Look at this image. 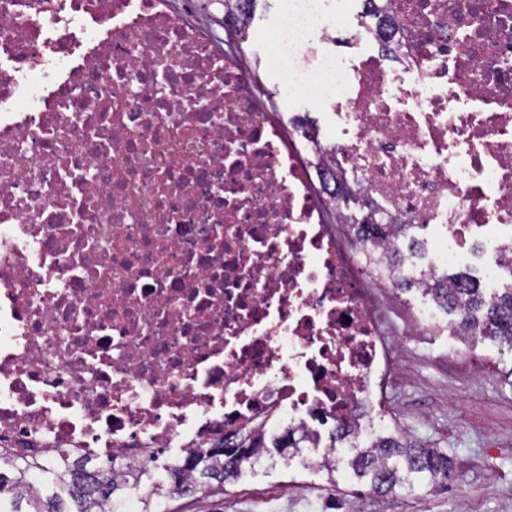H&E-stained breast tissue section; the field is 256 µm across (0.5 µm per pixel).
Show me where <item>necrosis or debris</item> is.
I'll return each mask as SVG.
<instances>
[{
	"label": "necrosis or debris",
	"instance_id": "obj_1",
	"mask_svg": "<svg viewBox=\"0 0 512 512\" xmlns=\"http://www.w3.org/2000/svg\"><path fill=\"white\" fill-rule=\"evenodd\" d=\"M279 2L266 63L326 136L169 0H0L1 448L375 442L396 276L362 261L400 242L346 246L324 159L369 222L437 229L417 280L477 237L488 292L512 268V0Z\"/></svg>",
	"mask_w": 512,
	"mask_h": 512
}]
</instances>
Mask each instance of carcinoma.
<instances>
[{"instance_id": "1", "label": "carcinoma", "mask_w": 512, "mask_h": 512, "mask_svg": "<svg viewBox=\"0 0 512 512\" xmlns=\"http://www.w3.org/2000/svg\"><path fill=\"white\" fill-rule=\"evenodd\" d=\"M414 224H359L366 237L402 235L406 249L387 256L401 267L416 255L419 241L411 235ZM427 295L448 315L468 339L491 338L512 346V288L492 300L486 298L479 282L466 275L442 276L426 288ZM245 452L233 464V476L256 463L259 449L267 447L266 434L255 428L241 435ZM219 441L197 448L178 462L165 467L167 475H180L187 496H205L224 491L225 460ZM156 452L140 460L110 456L107 471L98 461H72L69 451L56 448L52 455L38 459L20 457L0 449V512H113L132 490L143 492L141 512H158L159 500L172 498L170 481L154 479L151 466ZM452 466L448 453L422 448L404 437L389 433L372 447L358 448L349 462L352 476L377 491L397 488L433 487L445 480Z\"/></svg>"}]
</instances>
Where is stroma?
<instances>
[{
	"mask_svg": "<svg viewBox=\"0 0 512 512\" xmlns=\"http://www.w3.org/2000/svg\"><path fill=\"white\" fill-rule=\"evenodd\" d=\"M196 12L266 76L259 43L237 38L213 8ZM421 303L410 291L391 309L392 341L404 355L378 400L377 421L414 444L448 452L454 471L447 483L376 493L352 477L345 464L351 449L339 453L332 477L279 464L272 449L223 494L177 497L167 502L168 512H512V347L443 329L407 335Z\"/></svg>",
	"mask_w": 512,
	"mask_h": 512,
	"instance_id": "stroma-1",
	"label": "stroma"
}]
</instances>
